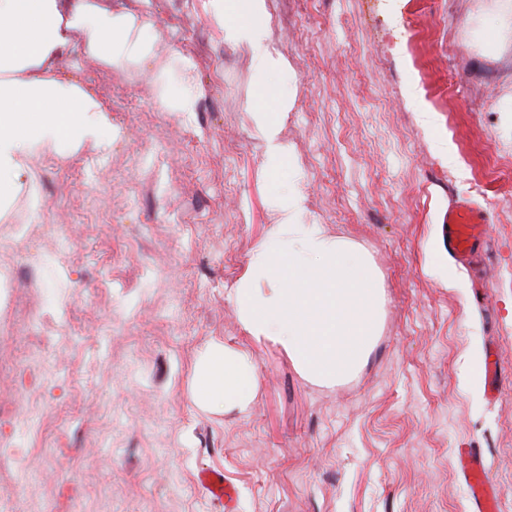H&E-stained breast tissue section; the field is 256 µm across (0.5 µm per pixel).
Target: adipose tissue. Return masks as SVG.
<instances>
[{"label":"adipose tissue","mask_w":512,"mask_h":512,"mask_svg":"<svg viewBox=\"0 0 512 512\" xmlns=\"http://www.w3.org/2000/svg\"><path fill=\"white\" fill-rule=\"evenodd\" d=\"M213 7L221 20H232L233 36L256 72L276 66L265 0H213ZM142 26L136 13H114L112 0H0V203L28 150L72 134L94 137L103 110L90 86L32 76L29 68H48L66 56L75 34L90 57L106 64L148 58ZM255 118L266 165L279 172L288 162L282 115L261 108ZM303 208L300 193L277 198L271 235L256 247L231 297L252 337L276 340L304 378L333 386L357 373L374 349L383 290L370 260L351 242L321 225L297 223ZM256 387V369L240 349L219 339L198 353L190 380L195 407L243 410Z\"/></svg>","instance_id":"adipose-tissue-1"}]
</instances>
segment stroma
<instances>
[{"label": "stroma", "instance_id": "1", "mask_svg": "<svg viewBox=\"0 0 512 512\" xmlns=\"http://www.w3.org/2000/svg\"><path fill=\"white\" fill-rule=\"evenodd\" d=\"M139 6L146 61L83 52L58 76L92 86L94 140L30 150L0 208V493L34 471L16 512H473L459 449L487 458L512 512V17L502 0H276L278 68L254 71L211 0ZM190 112L161 101L183 91ZM286 99L288 165L265 166L260 96ZM350 240L385 289L377 343L333 387L247 333L231 299L273 201ZM490 224L481 260L449 254L448 206ZM26 228L15 241L14 226ZM214 339L253 362L243 412L189 398ZM498 355L495 397L485 350ZM198 482L203 486L214 501L222 503L224 508L234 507L237 501V490L234 485L226 483L224 477L214 471L203 470L198 474Z\"/></svg>", "mask_w": 512, "mask_h": 512}]
</instances>
